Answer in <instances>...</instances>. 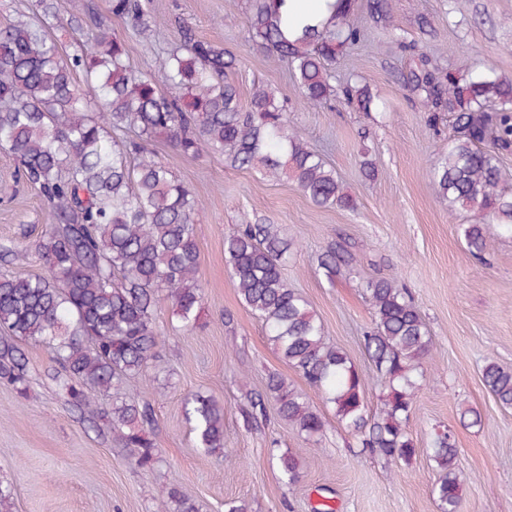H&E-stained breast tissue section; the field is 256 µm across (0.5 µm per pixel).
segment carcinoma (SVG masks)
<instances>
[{
    "mask_svg": "<svg viewBox=\"0 0 512 512\" xmlns=\"http://www.w3.org/2000/svg\"><path fill=\"white\" fill-rule=\"evenodd\" d=\"M284 3L248 0L249 38L287 64L306 106L321 108L336 98V58L362 41L363 29L347 10L290 41L282 30ZM56 17V0H33L31 16L0 27V148L16 158L20 177L45 198L53 216L31 245L0 242V259L32 257L45 269L0 276V384L27 396L30 375L19 343L48 347V376L71 410L82 419L96 394H112L110 406L96 409L99 431L118 435L131 465L152 468L158 462L153 400L127 396L123 383L158 357L157 305L168 302L189 331L203 302L195 235L202 203L154 152L153 142L162 138L189 157L219 152L234 168L285 177L318 206L351 209L352 199L336 171L288 125L287 100L257 85L249 103H241L228 79L240 59L223 46L197 38L186 25L179 44L159 56L155 69L143 71L107 19L124 21L139 36L154 34L163 23L150 14L147 0H106V14L90 12L92 39L73 38L66 56L49 34ZM404 85L430 122L439 112L454 114L456 134L432 181L449 207L474 214L475 223L459 225L458 232L480 259L485 226L512 236V186L501 172V155L512 149V77H457L422 55ZM342 93L365 112L375 104L365 85L349 82ZM289 255L288 239L263 221L241 224L224 238L240 301L260 317L280 357L332 407L338 422L361 437L362 450L410 462L416 448L406 421L422 360L432 348L413 298L395 280L365 283L372 326L364 348L386 390L371 417L366 379L327 341L308 301L282 276ZM356 263L344 242L329 244L318 258L330 280ZM483 381L500 405L512 408V368L488 363ZM266 395L307 437L324 431L308 395L283 376L268 375ZM185 416L197 447L210 454L224 450V407L214 398L192 397ZM433 445L439 512H459L454 436L439 432ZM278 464L288 481L299 478L291 454H280ZM159 512L197 508L172 485L159 492Z\"/></svg>",
    "mask_w": 512,
    "mask_h": 512,
    "instance_id": "obj_1",
    "label": "carcinoma"
}]
</instances>
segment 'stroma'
Listing matches in <instances>:
<instances>
[{
    "instance_id": "1",
    "label": "stroma",
    "mask_w": 512,
    "mask_h": 512,
    "mask_svg": "<svg viewBox=\"0 0 512 512\" xmlns=\"http://www.w3.org/2000/svg\"><path fill=\"white\" fill-rule=\"evenodd\" d=\"M150 3L165 22L151 41L122 20L109 21L141 68L152 69L185 23L196 37L224 45L241 61L232 75L241 100L249 101L257 81L278 89L288 100L290 126L335 168L355 206L319 207L295 182L232 168L218 153L186 157L155 142L154 151L203 204L196 226L204 291L197 325L180 331L168 303H161L155 312L161 360L128 384L131 392L155 395L160 461L151 469L129 464L114 437L97 434L69 410L47 377L48 351L24 345L27 398L0 385V477L13 487L11 512H157L164 484L181 487L199 512H225L230 500L246 501L251 512H314L323 503L333 512H439L430 448L443 428L453 431L458 448L460 512H512V408L495 403L481 376L490 361L512 367V237L489 231L486 265L469 254L457 232L466 215L439 198L431 179L454 135L452 123L444 112L429 123L403 83L419 50L459 76L477 70L512 76V0H390L386 25L368 19L367 0H353L365 40L338 58L336 81L368 85L377 100L368 112L341 99L306 107L286 64L253 48L246 0ZM0 182L13 187L0 196V240L33 242L51 224V211L36 189L19 181L17 163L3 149ZM259 218L293 242L283 276L363 374L371 372L362 345L371 322L363 281L393 278L411 293L434 345L406 426L419 450L410 462L361 453L359 436L317 396L312 402L326 422L318 438L281 420L270 402L261 424H247V395L263 392L268 373L306 385L241 304L225 265V236ZM338 238L353 244L361 264L330 280L318 256ZM195 393L224 405L223 455L194 442L184 403ZM471 407L481 425L461 420ZM278 452L296 457L297 482L282 477Z\"/></svg>"
}]
</instances>
